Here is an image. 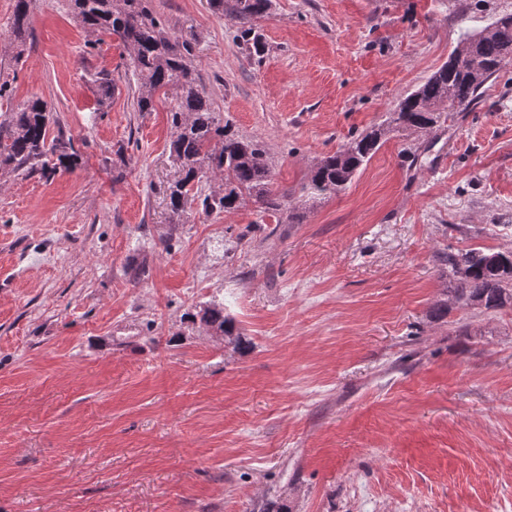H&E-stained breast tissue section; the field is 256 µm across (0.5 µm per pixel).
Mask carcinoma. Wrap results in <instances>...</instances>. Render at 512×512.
<instances>
[{"label":"carcinoma","mask_w":512,"mask_h":512,"mask_svg":"<svg viewBox=\"0 0 512 512\" xmlns=\"http://www.w3.org/2000/svg\"><path fill=\"white\" fill-rule=\"evenodd\" d=\"M82 26L94 33L114 35L129 50L142 91L136 110H154L156 92L177 87V104L170 111V154L179 176L169 186L171 212L181 217L190 202L206 213L236 210L248 202L261 212L282 210V196L271 188L267 151L262 141L237 134L222 123L201 88L191 62L192 45L166 30L154 15L149 0H68ZM218 14L229 12L243 24L240 38L260 54L263 44L251 37L250 23L264 17L272 0H209ZM29 28V0H16L12 34L25 43ZM460 44L469 52L449 58L417 90L403 97L395 111L371 129L354 137L334 153L323 156L300 188L299 201L307 202L347 190L360 170L379 150L387 136L400 131H427L448 112L473 104L484 85L497 77L512 54V19L499 17L479 32L463 34ZM52 114L40 99L25 102L0 118V172L40 168L53 174L76 165L78 156L67 152L59 135L50 136ZM209 172L221 188L208 194L198 189L197 175ZM455 284L453 298L466 306L486 310L512 309V251L469 248L441 257ZM207 330L224 336L237 349L241 333L234 320L224 315V303L215 301L190 315Z\"/></svg>","instance_id":"obj_1"}]
</instances>
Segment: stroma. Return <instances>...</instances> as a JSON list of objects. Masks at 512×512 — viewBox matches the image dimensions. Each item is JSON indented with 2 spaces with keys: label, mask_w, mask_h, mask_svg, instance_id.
I'll list each match as a JSON object with an SVG mask.
<instances>
[{
  "label": "stroma",
  "mask_w": 512,
  "mask_h": 512,
  "mask_svg": "<svg viewBox=\"0 0 512 512\" xmlns=\"http://www.w3.org/2000/svg\"><path fill=\"white\" fill-rule=\"evenodd\" d=\"M15 3L0 0V113L41 99L79 158L0 175V512H512V309L452 302L438 261L512 250V61L300 219L194 205L176 224L175 87L136 111L127 49L66 0H31L16 50ZM150 7L292 201L464 32L512 14L272 0L252 56L207 0ZM213 300L245 349L188 322Z\"/></svg>",
  "instance_id": "stroma-1"
}]
</instances>
